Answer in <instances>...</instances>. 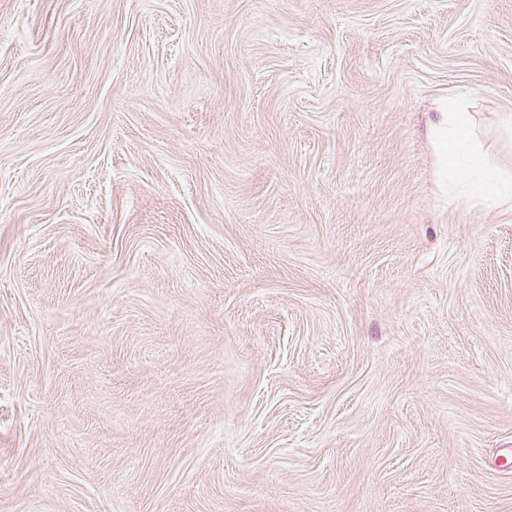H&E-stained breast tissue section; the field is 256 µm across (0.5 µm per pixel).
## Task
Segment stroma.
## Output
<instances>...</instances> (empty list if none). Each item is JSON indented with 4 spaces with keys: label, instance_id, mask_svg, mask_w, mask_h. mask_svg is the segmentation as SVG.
<instances>
[{
    "label": "stroma",
    "instance_id": "stroma-1",
    "mask_svg": "<svg viewBox=\"0 0 512 512\" xmlns=\"http://www.w3.org/2000/svg\"><path fill=\"white\" fill-rule=\"evenodd\" d=\"M512 0H0V512H512ZM435 132L441 163L450 172L465 168L468 179L460 193L473 206L487 207L499 197L512 196V181H503L487 169L481 157L471 148L469 141V116L462 107L448 104V112H441Z\"/></svg>",
    "mask_w": 512,
    "mask_h": 512
}]
</instances>
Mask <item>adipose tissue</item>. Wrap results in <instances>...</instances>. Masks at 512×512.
Masks as SVG:
<instances>
[{"label": "adipose tissue", "mask_w": 512, "mask_h": 512, "mask_svg": "<svg viewBox=\"0 0 512 512\" xmlns=\"http://www.w3.org/2000/svg\"><path fill=\"white\" fill-rule=\"evenodd\" d=\"M435 132L442 164L453 172L460 169L468 172L467 182L460 193L471 205L487 207L500 196L512 195V182L503 181L495 172L487 169L481 157L471 148L469 116L465 109L449 107Z\"/></svg>", "instance_id": "ef3b65f1"}]
</instances>
